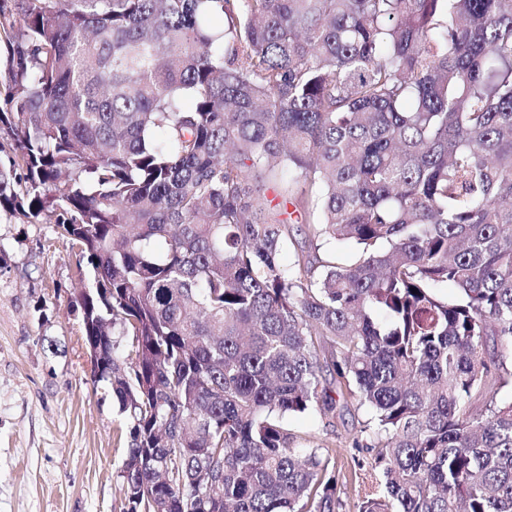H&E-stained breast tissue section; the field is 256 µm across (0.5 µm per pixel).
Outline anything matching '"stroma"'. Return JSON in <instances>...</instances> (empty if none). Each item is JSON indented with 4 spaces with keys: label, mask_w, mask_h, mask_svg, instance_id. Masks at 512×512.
<instances>
[{
    "label": "stroma",
    "mask_w": 512,
    "mask_h": 512,
    "mask_svg": "<svg viewBox=\"0 0 512 512\" xmlns=\"http://www.w3.org/2000/svg\"><path fill=\"white\" fill-rule=\"evenodd\" d=\"M87 260L54 217L0 209V512H121L125 421L95 383L74 289ZM366 408L333 425L288 417L295 436L335 448L348 484Z\"/></svg>",
    "instance_id": "stroma-1"
}]
</instances>
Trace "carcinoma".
<instances>
[{"label": "carcinoma", "instance_id": "carcinoma-1", "mask_svg": "<svg viewBox=\"0 0 512 512\" xmlns=\"http://www.w3.org/2000/svg\"><path fill=\"white\" fill-rule=\"evenodd\" d=\"M1 41L0 208L91 266L122 512H343L286 418L351 403L355 512H512V0H12ZM19 160L15 156L10 138L6 134H0V171H13L16 180L23 176V170L18 165Z\"/></svg>", "mask_w": 512, "mask_h": 512}]
</instances>
